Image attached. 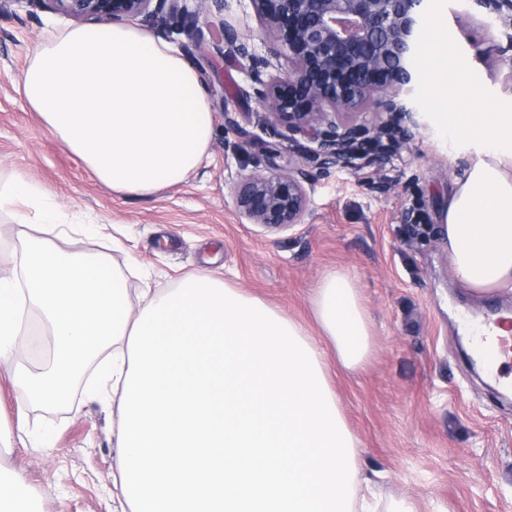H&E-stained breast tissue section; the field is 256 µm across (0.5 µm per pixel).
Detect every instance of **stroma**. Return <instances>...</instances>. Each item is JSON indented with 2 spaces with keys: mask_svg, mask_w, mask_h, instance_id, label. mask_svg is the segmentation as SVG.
<instances>
[{
  "mask_svg": "<svg viewBox=\"0 0 512 512\" xmlns=\"http://www.w3.org/2000/svg\"><path fill=\"white\" fill-rule=\"evenodd\" d=\"M182 13L140 26L174 44L193 63L216 114L210 154L183 184L146 197L112 192L28 106L18 81L35 48L67 18L17 0L0 13V181L23 173L81 228L17 224L0 212V275H18L23 235L58 249L102 256L126 281L131 299L145 287L167 291L200 270L214 273L301 323L319 329L313 288L327 273L356 276L371 317L374 352L358 373L337 372L333 386L360 442L364 475L382 501L408 498L419 512H512V397L473 369L458 315L512 312V293L476 296L448 267L442 216L474 158L454 128L437 123L448 109V57L456 55L483 85L489 106L512 112L506 89L508 45L499 19L474 0H428L418 73L429 124L382 164L317 177L307 223L272 231L249 223L235 205L241 177L306 161L307 140L288 145L264 120L247 60L213 36L233 23L250 51L287 72L260 30L250 0H227L202 14ZM235 112L225 126L220 107ZM420 213L413 235L405 212ZM0 426L13 430L0 466L19 472L41 512H118L112 475V410L89 391L63 409L19 405L0 365Z\"/></svg>",
  "mask_w": 512,
  "mask_h": 512,
  "instance_id": "1",
  "label": "stroma"
}]
</instances>
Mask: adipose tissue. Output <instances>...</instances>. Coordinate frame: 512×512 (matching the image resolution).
<instances>
[{
  "instance_id": "obj_1",
  "label": "adipose tissue",
  "mask_w": 512,
  "mask_h": 512,
  "mask_svg": "<svg viewBox=\"0 0 512 512\" xmlns=\"http://www.w3.org/2000/svg\"><path fill=\"white\" fill-rule=\"evenodd\" d=\"M451 85L467 109L445 118L477 159L448 202L453 278L474 293L512 292V113L483 112V89L458 62ZM21 88L27 104L111 190L145 197L184 183L214 138L209 92L173 45L130 24L75 26L40 44ZM22 224H61L22 174L0 183V210ZM23 283L0 276V364L20 399L64 403L103 352L92 390L117 411L115 487L122 512H417L379 505L330 367L363 370L373 331L354 276L328 273L311 297L319 336L207 271L131 303L102 257L22 243ZM39 312L53 338L50 368L33 375Z\"/></svg>"
}]
</instances>
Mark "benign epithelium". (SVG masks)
Wrapping results in <instances>:
<instances>
[{
    "instance_id": "1",
    "label": "benign epithelium",
    "mask_w": 512,
    "mask_h": 512,
    "mask_svg": "<svg viewBox=\"0 0 512 512\" xmlns=\"http://www.w3.org/2000/svg\"><path fill=\"white\" fill-rule=\"evenodd\" d=\"M78 23L158 17L180 0H46ZM265 36L288 58V72L249 53L221 20L224 48L249 61L268 122L290 142L302 136L317 169L356 170L386 158L421 128L417 48L426 0H250ZM512 28V0H476ZM314 175L300 165L256 171L235 189L240 213L270 230L304 224Z\"/></svg>"
}]
</instances>
